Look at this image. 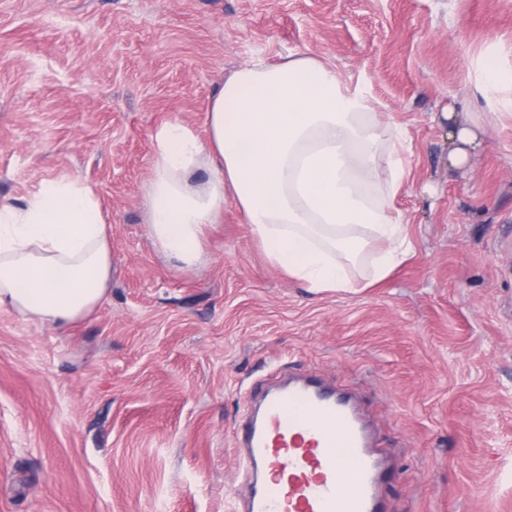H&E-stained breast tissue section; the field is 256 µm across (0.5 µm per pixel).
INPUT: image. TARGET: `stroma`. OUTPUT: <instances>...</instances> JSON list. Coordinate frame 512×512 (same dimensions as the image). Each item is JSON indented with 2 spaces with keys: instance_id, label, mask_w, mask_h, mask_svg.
<instances>
[{
  "instance_id": "1",
  "label": "stroma",
  "mask_w": 512,
  "mask_h": 512,
  "mask_svg": "<svg viewBox=\"0 0 512 512\" xmlns=\"http://www.w3.org/2000/svg\"><path fill=\"white\" fill-rule=\"evenodd\" d=\"M512 61V0H0V204L78 177L112 225L107 299L61 331L0 309V512H238L235 434L275 378L354 395L393 463L388 512H512V113L471 93ZM306 51L401 131L390 202L413 249L314 292L234 201L180 270L147 231L152 134L205 135L255 56ZM485 113L469 163L449 111Z\"/></svg>"
}]
</instances>
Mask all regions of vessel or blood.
Masks as SVG:
<instances>
[{"mask_svg": "<svg viewBox=\"0 0 512 512\" xmlns=\"http://www.w3.org/2000/svg\"><path fill=\"white\" fill-rule=\"evenodd\" d=\"M238 439L247 454L243 512H385L389 465L352 395L315 377L272 387ZM286 477L279 486L278 477Z\"/></svg>", "mask_w": 512, "mask_h": 512, "instance_id": "1", "label": "vessel or blood"}]
</instances>
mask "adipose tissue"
Wrapping results in <instances>:
<instances>
[{
	"instance_id": "ef3b65f1",
	"label": "adipose tissue",
	"mask_w": 512,
	"mask_h": 512,
	"mask_svg": "<svg viewBox=\"0 0 512 512\" xmlns=\"http://www.w3.org/2000/svg\"><path fill=\"white\" fill-rule=\"evenodd\" d=\"M474 88L490 110L512 112V62L497 52L482 58ZM205 124L203 137L177 119L152 135L148 234L180 268L202 263L204 230L229 198L269 259L317 292L347 287L345 261L370 242L382 245L379 279L412 250L378 194L390 129L368 89L341 83L323 60L252 57L214 92ZM482 129L470 113H449L452 166L467 162ZM111 284V225L91 186L45 180L22 204L0 206V308L64 329Z\"/></svg>"
}]
</instances>
